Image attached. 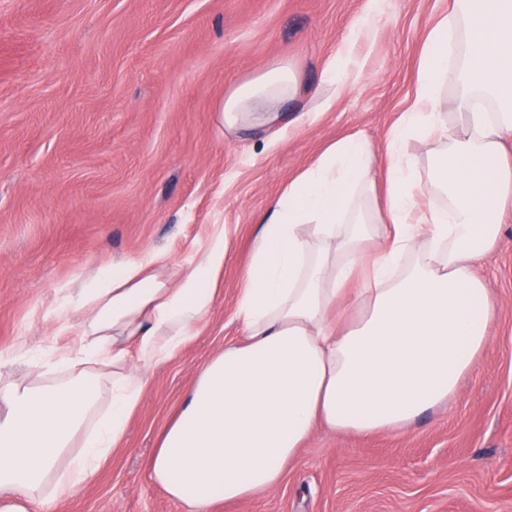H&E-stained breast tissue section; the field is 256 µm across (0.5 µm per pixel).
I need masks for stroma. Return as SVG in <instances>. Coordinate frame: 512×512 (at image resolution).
<instances>
[{"mask_svg":"<svg viewBox=\"0 0 512 512\" xmlns=\"http://www.w3.org/2000/svg\"><path fill=\"white\" fill-rule=\"evenodd\" d=\"M369 0H0V378L53 383L73 345L52 305L105 262L162 250L189 262L212 225L227 251L199 336L142 367L117 448L65 512H186L145 469L197 369L238 340L234 312L256 222L288 182L350 135L382 148L413 98L427 35L449 0H389L359 46L358 82L294 123L227 130L225 96L271 66L319 92ZM508 244L475 265L490 341L458 394L408 428H316L282 483L213 512H512V212Z\"/></svg>","mask_w":512,"mask_h":512,"instance_id":"stroma-1","label":"stroma"}]
</instances>
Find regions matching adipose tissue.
<instances>
[{
    "instance_id": "obj_1",
    "label": "adipose tissue",
    "mask_w": 512,
    "mask_h": 512,
    "mask_svg": "<svg viewBox=\"0 0 512 512\" xmlns=\"http://www.w3.org/2000/svg\"><path fill=\"white\" fill-rule=\"evenodd\" d=\"M355 81L342 53L307 111L329 110ZM299 88L276 64L225 97L221 120L263 126ZM509 141L512 0H453L425 41L413 102L386 134L385 209L362 203L376 151L359 137L289 182L257 227L235 311L244 339L198 369L145 463L150 478L188 512H211L277 487L317 426L397 430L455 396L490 340L493 304L473 267L503 245ZM377 235L383 245L369 248ZM225 253L215 224L190 264L152 250L67 289L53 315L78 328L58 354L69 378L0 386V512H57L93 476L142 400L130 357L160 365L199 335Z\"/></svg>"
}]
</instances>
